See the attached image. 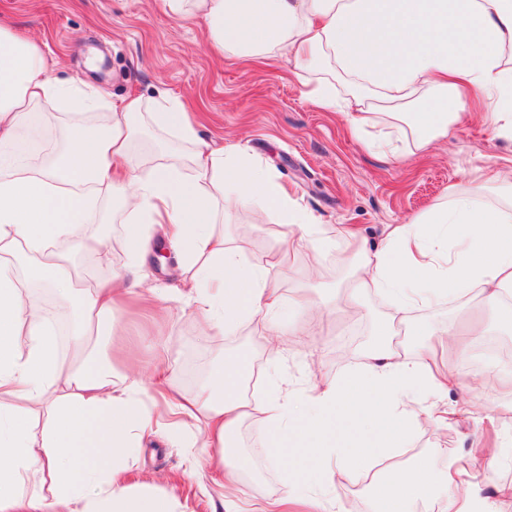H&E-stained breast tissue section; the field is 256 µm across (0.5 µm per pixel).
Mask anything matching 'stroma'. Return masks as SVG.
<instances>
[{"instance_id":"1","label":"stroma","mask_w":512,"mask_h":512,"mask_svg":"<svg viewBox=\"0 0 512 512\" xmlns=\"http://www.w3.org/2000/svg\"><path fill=\"white\" fill-rule=\"evenodd\" d=\"M0 24L36 40L52 76L73 85L96 84L105 89L107 101L180 99L192 112L202 138L242 141L291 194L302 199L315 223L327 228L354 224L371 241L379 239L384 225L425 214L446 201L450 190L463 187L468 177L486 176L498 158L512 155V140L493 137L477 120L414 154H371L351 135L342 117L311 106L289 66L217 57L206 45L201 22L169 17L157 0H0ZM252 220L256 228L248 239H240L233 218L225 219L223 230L247 261L258 262L274 248L281 228L268 212L256 211ZM104 230L112 238L108 258L90 267L81 257L72 259L77 269L103 278L126 262L120 203L112 204ZM350 254L343 245L328 249L314 272L306 257L298 256L281 281L285 295L303 291L321 303L335 288L349 287ZM144 274L147 285L163 288L166 300L155 311L130 306L115 314V365L147 378L156 343L162 340L175 365L174 382L187 392L198 390L232 351L246 353L259 369L267 341L263 318H256L239 336L207 334L196 308L176 292L181 269L174 253H167L162 262L148 257ZM483 316L475 301L465 307L439 304L417 311L413 323L395 324L392 341L403 349L417 344V322L434 328L455 320L464 326ZM372 330V323L360 317L331 318L328 329L307 337L276 375L259 369L254 384L241 392L257 401L277 386L301 390L314 378L336 377L359 365ZM182 433L181 446L170 444L162 431L146 438L138 456L128 463L132 481L148 483L169 496L173 512H224V476L213 469L202 446L201 422L186 419ZM264 434L253 419L240 430L243 450L262 471L261 480L241 494V512H261L278 487L276 472L267 466ZM435 448L457 449L473 481L483 480L470 440L453 427L422 421L402 455Z\"/></svg>"}]
</instances>
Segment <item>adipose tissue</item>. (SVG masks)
Listing matches in <instances>:
<instances>
[{
  "instance_id": "adipose-tissue-1",
  "label": "adipose tissue",
  "mask_w": 512,
  "mask_h": 512,
  "mask_svg": "<svg viewBox=\"0 0 512 512\" xmlns=\"http://www.w3.org/2000/svg\"><path fill=\"white\" fill-rule=\"evenodd\" d=\"M179 20H202L209 48L252 60L294 61L315 107L345 116L363 147L399 155L428 147L459 124L469 91L482 105L493 136L512 138V0H162ZM347 91L336 93V78ZM93 84L76 88L53 78L39 46L0 25V155L37 135L31 113L48 101L69 105L61 123L67 150L60 166L30 157L0 176V512H172L167 495L127 484L125 462L161 420L204 417L211 462L231 489L253 469L238 433L250 418L268 431L270 467L283 483L263 512H333L326 493L339 474L362 475L376 460L409 447L421 418L439 426L496 425L512 411V367L476 371L498 400L488 409L457 401L459 372L438 367L435 344H449L469 361L485 323L461 330L451 321L416 328L417 347L390 340L395 322L447 299L477 296L512 334V158L492 177L469 182L422 217L386 225L368 244L341 224L325 231L276 173L235 143L213 146L200 138L182 102L124 100L110 109ZM387 120L393 138H371L368 129ZM177 135L188 151L164 155L146 169L133 163L138 131ZM107 200L127 213L123 239L127 261L107 279H78L66 256L108 253L111 237L90 236L88 224ZM258 204L278 217L283 231L268 258L248 262L218 231L226 214L242 215ZM353 246L352 285L339 308L357 315L364 293L375 291L390 311L374 324L375 341L359 368L313 380L304 393L275 390L258 403L241 386L251 373L246 356L233 352L212 378L189 396L170 387L171 402L153 412L142 399V381L112 364V317L126 296L147 301L142 269L148 243L174 250L182 267L178 293L193 303L208 329L239 335L256 316L287 346L266 349L276 372L309 326L282 328L278 277L307 252L318 266L326 234ZM70 295L80 319L71 333L72 362L62 361L57 335L30 305L26 279ZM367 434L353 442L354 432ZM312 444L317 491L300 479V457L283 453L286 433ZM507 440L480 441L475 454L486 478L474 483L456 454L445 448L397 462L369 484L371 512H502L512 484L494 480Z\"/></svg>"
}]
</instances>
